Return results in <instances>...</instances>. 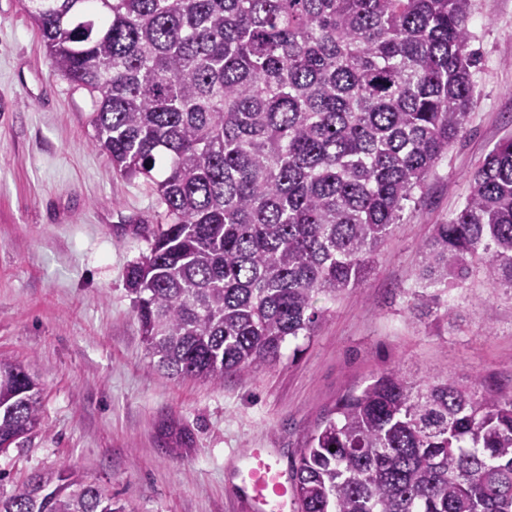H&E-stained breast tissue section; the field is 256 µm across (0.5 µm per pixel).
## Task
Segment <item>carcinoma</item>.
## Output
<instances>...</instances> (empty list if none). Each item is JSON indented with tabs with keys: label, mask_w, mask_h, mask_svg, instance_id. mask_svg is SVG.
<instances>
[{
	"label": "carcinoma",
	"mask_w": 512,
	"mask_h": 512,
	"mask_svg": "<svg viewBox=\"0 0 512 512\" xmlns=\"http://www.w3.org/2000/svg\"><path fill=\"white\" fill-rule=\"evenodd\" d=\"M53 71L95 99L93 146L152 184L163 222L129 268L149 354L221 385L278 363L354 291L466 133L473 0H30ZM483 274L512 292V135L423 246L410 314ZM38 383L0 357V451L37 426ZM335 451H330V448ZM301 512H512V388L383 369L301 450ZM0 512H124L69 468Z\"/></svg>",
	"instance_id": "cac0c4a2"
}]
</instances>
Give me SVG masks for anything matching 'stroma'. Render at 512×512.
Returning <instances> with one entry per match:
<instances>
[{
	"instance_id": "35a3bbf8",
	"label": "stroma",
	"mask_w": 512,
	"mask_h": 512,
	"mask_svg": "<svg viewBox=\"0 0 512 512\" xmlns=\"http://www.w3.org/2000/svg\"><path fill=\"white\" fill-rule=\"evenodd\" d=\"M475 94L466 135L439 161L381 248L366 284L319 295L327 317L286 342L279 363L215 386L173 380L147 354L126 290L161 209L143 179L92 144L95 102L51 68L24 0H0V355L41 389L39 427L0 453V494L63 466L127 512H246L233 501L251 448L295 469L344 393L388 365L418 378L445 367L512 388V292L479 277L441 302L457 325L409 313L422 248L512 134V0H474ZM187 448L168 450L179 433Z\"/></svg>"
}]
</instances>
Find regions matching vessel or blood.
<instances>
[{
  "label": "vessel or blood",
  "mask_w": 512,
  "mask_h": 512,
  "mask_svg": "<svg viewBox=\"0 0 512 512\" xmlns=\"http://www.w3.org/2000/svg\"><path fill=\"white\" fill-rule=\"evenodd\" d=\"M290 485L287 471L270 453L263 448H253L240 464L234 494L237 499L246 501L249 512H268L273 505L279 512H285Z\"/></svg>",
  "instance_id": "1"
}]
</instances>
